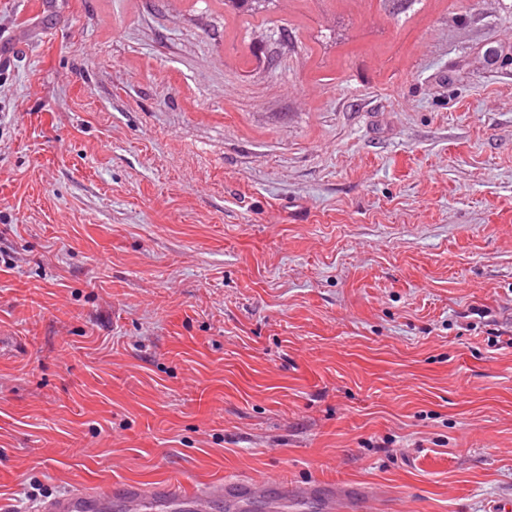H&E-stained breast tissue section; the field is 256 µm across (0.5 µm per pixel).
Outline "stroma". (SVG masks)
<instances>
[{"instance_id": "stroma-1", "label": "stroma", "mask_w": 512, "mask_h": 512, "mask_svg": "<svg viewBox=\"0 0 512 512\" xmlns=\"http://www.w3.org/2000/svg\"><path fill=\"white\" fill-rule=\"evenodd\" d=\"M512 499V0H0V512ZM258 488L253 483L228 480L216 486L190 487L171 480L147 489L129 483L110 491L101 492L78 487L56 496L40 507V512H112V502L119 499L126 512H140L141 507L167 508L176 506L183 512H211L220 500L245 502L254 497ZM283 495L296 499H307L318 496L328 488V496L325 498V506L331 512H350L364 510V505L369 501V496L357 494L355 486H329L325 484H288L277 482L274 484Z\"/></svg>"}]
</instances>
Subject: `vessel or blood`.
Wrapping results in <instances>:
<instances>
[{"label": "vessel or blood", "instance_id": "vessel-or-blood-1", "mask_svg": "<svg viewBox=\"0 0 512 512\" xmlns=\"http://www.w3.org/2000/svg\"><path fill=\"white\" fill-rule=\"evenodd\" d=\"M277 490L296 499L324 496L329 512H362L366 497L357 494L354 487L325 488L319 484L277 483ZM257 489L253 483L228 480L215 486L191 487L172 480L153 488L129 483L101 492L78 487L56 496L42 504L40 512H112L113 500H121L126 512H140L141 508L153 507L157 512L174 506L179 512H212L215 502L229 500L244 502L254 497Z\"/></svg>", "mask_w": 512, "mask_h": 512}]
</instances>
